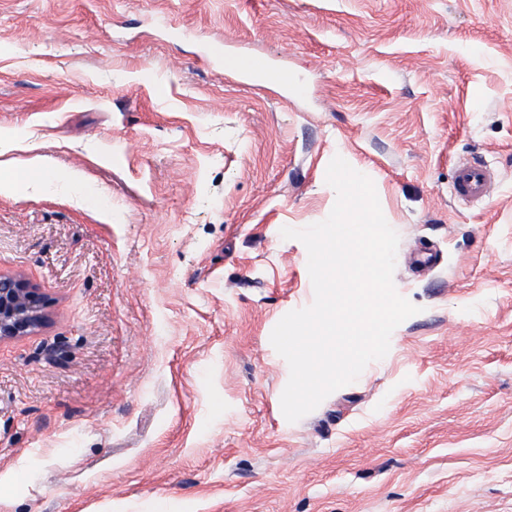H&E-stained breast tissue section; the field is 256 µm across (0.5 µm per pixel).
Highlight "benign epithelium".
Wrapping results in <instances>:
<instances>
[{"mask_svg": "<svg viewBox=\"0 0 512 512\" xmlns=\"http://www.w3.org/2000/svg\"><path fill=\"white\" fill-rule=\"evenodd\" d=\"M44 321L41 289L13 275L0 274V339L28 336Z\"/></svg>", "mask_w": 512, "mask_h": 512, "instance_id": "obj_1", "label": "benign epithelium"}]
</instances>
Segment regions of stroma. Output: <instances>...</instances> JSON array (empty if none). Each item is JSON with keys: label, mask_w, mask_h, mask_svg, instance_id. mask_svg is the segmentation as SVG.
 <instances>
[{"label": "stroma", "mask_w": 512, "mask_h": 512, "mask_svg": "<svg viewBox=\"0 0 512 512\" xmlns=\"http://www.w3.org/2000/svg\"><path fill=\"white\" fill-rule=\"evenodd\" d=\"M0 140L90 194H0V273L47 297L0 341V512H512V0H0ZM337 156L420 312L291 423L270 336L314 290L280 231ZM491 174L479 162H460L455 171L454 193L458 200L472 202L489 193Z\"/></svg>", "instance_id": "35a3bbf8"}]
</instances>
